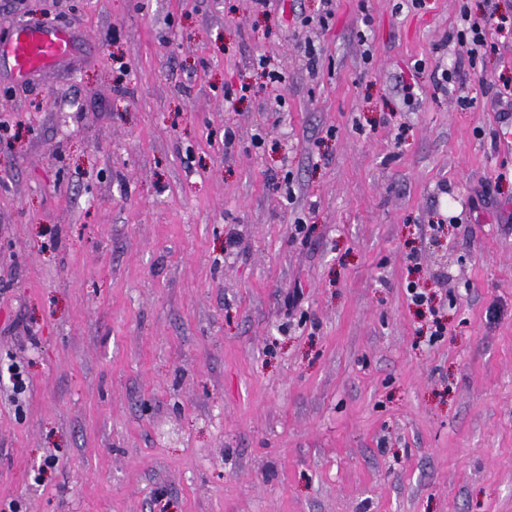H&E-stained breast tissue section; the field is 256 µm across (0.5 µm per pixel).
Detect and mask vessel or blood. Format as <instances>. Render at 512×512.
I'll return each mask as SVG.
<instances>
[{
  "label": "vessel or blood",
  "mask_w": 512,
  "mask_h": 512,
  "mask_svg": "<svg viewBox=\"0 0 512 512\" xmlns=\"http://www.w3.org/2000/svg\"><path fill=\"white\" fill-rule=\"evenodd\" d=\"M71 51L68 31L19 25L11 38L0 41V63H8L11 75L21 80L59 66Z\"/></svg>",
  "instance_id": "vessel-or-blood-1"
}]
</instances>
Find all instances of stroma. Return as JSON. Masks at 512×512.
Masks as SVG:
<instances>
[{"mask_svg": "<svg viewBox=\"0 0 512 512\" xmlns=\"http://www.w3.org/2000/svg\"><path fill=\"white\" fill-rule=\"evenodd\" d=\"M49 14L74 59L0 71V512H512V0H0V39Z\"/></svg>", "mask_w": 512, "mask_h": 512, "instance_id": "35a3bbf8", "label": "stroma"}]
</instances>
